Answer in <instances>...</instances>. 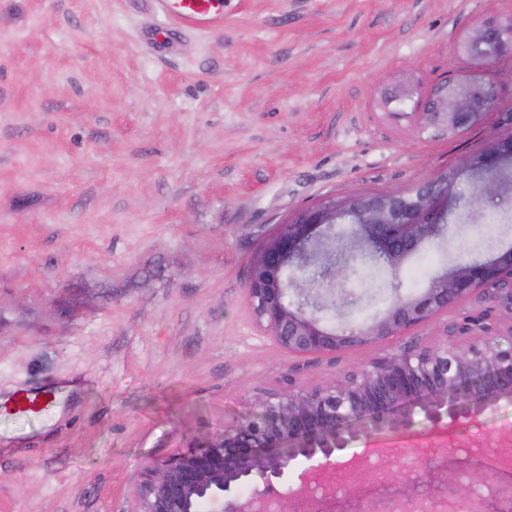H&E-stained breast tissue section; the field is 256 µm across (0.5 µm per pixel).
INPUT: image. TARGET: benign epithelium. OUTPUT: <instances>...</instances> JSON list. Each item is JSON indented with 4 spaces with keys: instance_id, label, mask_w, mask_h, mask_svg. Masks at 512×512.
Listing matches in <instances>:
<instances>
[{
    "instance_id": "1",
    "label": "benign epithelium",
    "mask_w": 512,
    "mask_h": 512,
    "mask_svg": "<svg viewBox=\"0 0 512 512\" xmlns=\"http://www.w3.org/2000/svg\"><path fill=\"white\" fill-rule=\"evenodd\" d=\"M465 46L490 65L512 55V20L490 18L469 31ZM494 82L486 77L437 83L415 113L423 130L460 134L493 110ZM512 157V133L464 157L459 168L434 173L411 192L386 191L328 199L300 209L253 260L246 284L259 326L294 354H330L385 343L424 326L461 303L477 305L444 337L405 344L346 372L333 383L288 388L258 400V412L214 434L195 449L146 467L136 512H200L221 499L224 512H512V468L488 455L435 462L419 476L404 468L372 486L352 481L310 495L311 481L343 472V452L358 437L401 430L421 409L434 423L466 425L502 396H512V247L482 262L450 261L421 292L403 296L356 326H330L324 312L336 296L355 303L354 250L397 274L406 260L440 233L458 201L463 172L482 174L473 201L511 191L497 176ZM348 222L350 244L332 230ZM477 476V495L459 481ZM252 486L250 496L240 489Z\"/></svg>"
}]
</instances>
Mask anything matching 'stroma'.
Here are the masks:
<instances>
[{
  "mask_svg": "<svg viewBox=\"0 0 512 512\" xmlns=\"http://www.w3.org/2000/svg\"><path fill=\"white\" fill-rule=\"evenodd\" d=\"M512 0H226L224 25L145 42L149 0H0V394L76 385L49 416L0 411V512H135L146 465L441 335L447 316L336 355L292 354L251 314L250 265L302 208L405 192L512 132V59L462 49ZM491 73L497 106L464 133L411 119L439 80ZM412 85L397 117L385 94ZM488 202L413 254L402 294L448 260L512 247ZM512 397L449 428L494 447ZM423 412L353 442L431 454Z\"/></svg>",
  "mask_w": 512,
  "mask_h": 512,
  "instance_id": "obj_1",
  "label": "stroma"
}]
</instances>
